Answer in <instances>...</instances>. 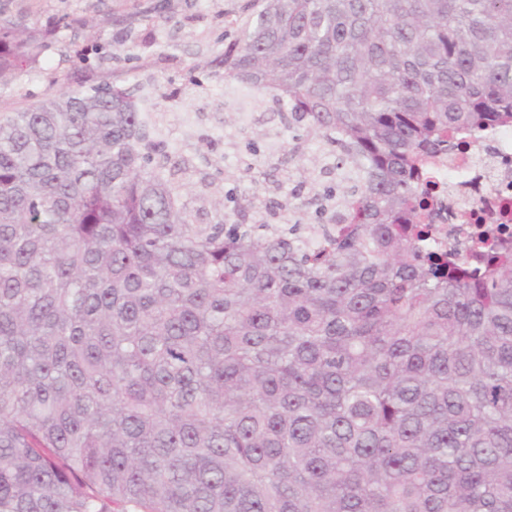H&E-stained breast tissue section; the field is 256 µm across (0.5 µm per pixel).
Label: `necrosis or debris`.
Returning <instances> with one entry per match:
<instances>
[{
    "label": "necrosis or debris",
    "mask_w": 512,
    "mask_h": 512,
    "mask_svg": "<svg viewBox=\"0 0 512 512\" xmlns=\"http://www.w3.org/2000/svg\"><path fill=\"white\" fill-rule=\"evenodd\" d=\"M432 173L442 191L441 211L470 216L464 224L436 222L437 246L459 252L480 233L491 241L512 236V126L469 138L435 159Z\"/></svg>",
    "instance_id": "necrosis-or-debris-1"
}]
</instances>
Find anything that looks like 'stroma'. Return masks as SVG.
<instances>
[{"mask_svg": "<svg viewBox=\"0 0 512 512\" xmlns=\"http://www.w3.org/2000/svg\"><path fill=\"white\" fill-rule=\"evenodd\" d=\"M251 0H0V18L19 22L48 50L0 90V113L95 84L133 90L152 139L198 224L217 219L211 195L259 198L271 224L281 203L311 190L338 189L336 151L311 143L305 123L283 130L269 103L225 91L219 77L224 36ZM237 122L224 120L225 109ZM318 154L309 182L291 148Z\"/></svg>", "mask_w": 512, "mask_h": 512, "instance_id": "35a3bbf8", "label": "stroma"}]
</instances>
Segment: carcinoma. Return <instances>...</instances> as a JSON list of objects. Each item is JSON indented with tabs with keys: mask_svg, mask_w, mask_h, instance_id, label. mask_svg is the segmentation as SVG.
<instances>
[{
	"mask_svg": "<svg viewBox=\"0 0 512 512\" xmlns=\"http://www.w3.org/2000/svg\"><path fill=\"white\" fill-rule=\"evenodd\" d=\"M226 88L339 151L321 223L196 224L132 92L0 117V512H512V252L429 241L512 124V0H261ZM46 44L0 19V87Z\"/></svg>",
	"mask_w": 512,
	"mask_h": 512,
	"instance_id": "obj_1",
	"label": "carcinoma"
}]
</instances>
